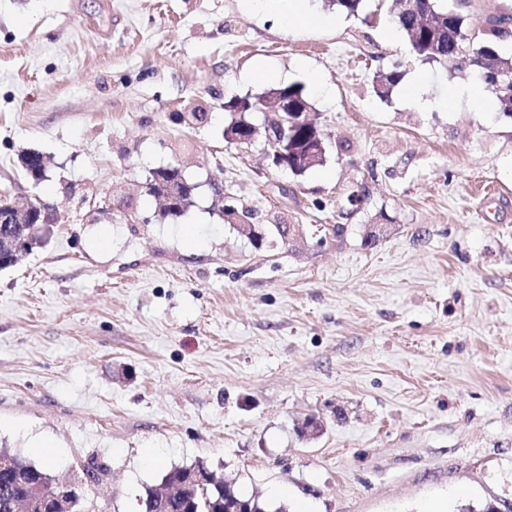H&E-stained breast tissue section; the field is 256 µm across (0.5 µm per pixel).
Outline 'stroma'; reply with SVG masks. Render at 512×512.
Returning a JSON list of instances; mask_svg holds the SVG:
<instances>
[{
    "label": "stroma",
    "instance_id": "stroma-1",
    "mask_svg": "<svg viewBox=\"0 0 512 512\" xmlns=\"http://www.w3.org/2000/svg\"><path fill=\"white\" fill-rule=\"evenodd\" d=\"M310 5L319 24L289 29L297 0H0V192L58 215L0 270V448L56 474L105 464L101 512H140L199 461L268 512L512 499V115L417 105L411 86L477 76L415 58L387 0ZM264 66L303 85L324 136L304 175L264 134L224 139L225 102L272 89ZM191 106L203 124L181 122ZM167 166L198 186L176 216L146 189ZM226 205L293 232L253 246Z\"/></svg>",
    "mask_w": 512,
    "mask_h": 512
}]
</instances>
